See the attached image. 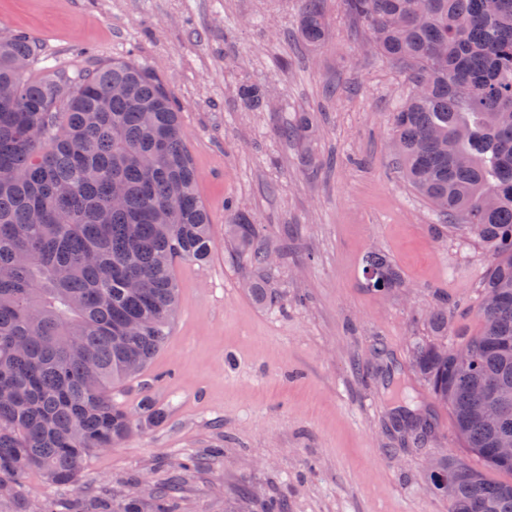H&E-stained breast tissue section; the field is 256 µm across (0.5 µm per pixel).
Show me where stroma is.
I'll return each instance as SVG.
<instances>
[{
	"label": "stroma",
	"instance_id": "obj_1",
	"mask_svg": "<svg viewBox=\"0 0 512 512\" xmlns=\"http://www.w3.org/2000/svg\"><path fill=\"white\" fill-rule=\"evenodd\" d=\"M322 4L332 37L311 48L299 0H0V36L30 34L49 64L135 61L168 85L214 245L207 263L176 260L170 336L115 393L130 409L151 395L164 420L94 453L78 486L27 475L0 512H97L139 480L170 488L178 512H246L248 484L277 512H448L432 465L468 454L408 358L431 339L438 304L449 330L478 331L489 258L395 163L391 118L409 84L338 0ZM245 85L261 88L259 106L242 103ZM304 118L296 140L279 138ZM228 200L285 252L268 274L274 300H256L255 266L225 244ZM369 251L391 259L404 287H366ZM396 382L434 419L424 449L391 433Z\"/></svg>",
	"mask_w": 512,
	"mask_h": 512
}]
</instances>
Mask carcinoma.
Listing matches in <instances>:
<instances>
[{
    "label": "carcinoma",
    "instance_id": "cac0c4a2",
    "mask_svg": "<svg viewBox=\"0 0 512 512\" xmlns=\"http://www.w3.org/2000/svg\"><path fill=\"white\" fill-rule=\"evenodd\" d=\"M340 3L411 81L393 114L408 183L490 258L479 332L448 340V310L434 309L435 339L415 343L409 366L453 414L468 455L512 474L496 453L512 436V0ZM328 27L321 0H301L303 41L325 45ZM35 59L32 37L0 39V474L73 485L92 453L162 418L147 399L125 409L112 388L164 343L174 260L211 258L212 221L174 97L153 72L112 61L33 79ZM226 213L233 244L269 267L250 216ZM363 264L370 287H403L387 256ZM458 344L472 352L466 366ZM487 407L500 422L482 418ZM423 424L404 409L393 421L416 442ZM433 481L448 512H512V481L488 483L461 460ZM109 512H142V500L128 494Z\"/></svg>",
    "mask_w": 512,
    "mask_h": 512
}]
</instances>
